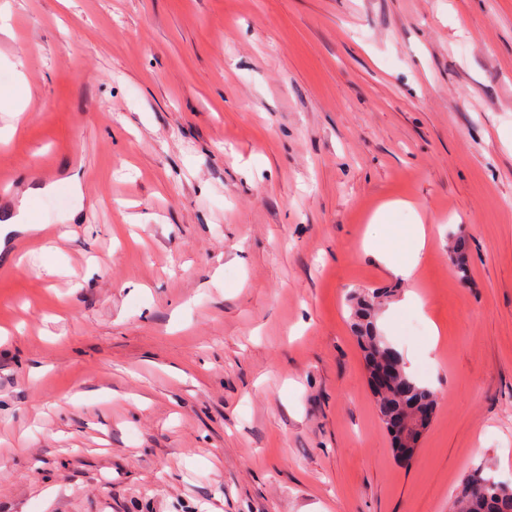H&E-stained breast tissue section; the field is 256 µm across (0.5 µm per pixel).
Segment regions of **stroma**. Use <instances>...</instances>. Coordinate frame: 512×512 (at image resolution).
<instances>
[{"label":"stroma","mask_w":512,"mask_h":512,"mask_svg":"<svg viewBox=\"0 0 512 512\" xmlns=\"http://www.w3.org/2000/svg\"><path fill=\"white\" fill-rule=\"evenodd\" d=\"M1 8L0 94L31 99L0 171L38 227L0 239V512H449L477 467L512 482V0ZM418 216L410 285L363 241ZM386 288L438 398L407 463L350 326Z\"/></svg>","instance_id":"obj_1"}]
</instances>
